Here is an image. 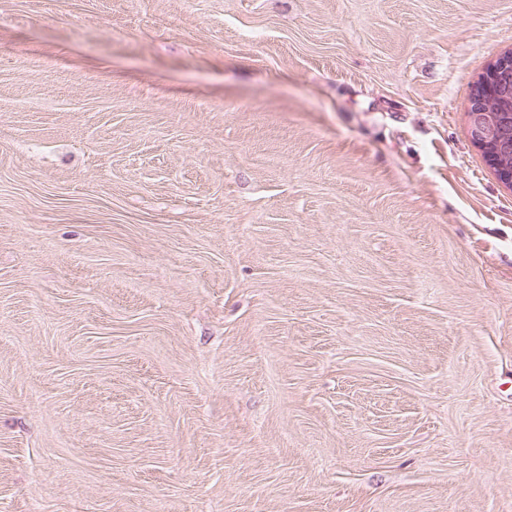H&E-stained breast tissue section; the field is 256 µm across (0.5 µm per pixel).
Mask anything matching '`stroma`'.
Instances as JSON below:
<instances>
[{"instance_id":"obj_1","label":"stroma","mask_w":512,"mask_h":512,"mask_svg":"<svg viewBox=\"0 0 512 512\" xmlns=\"http://www.w3.org/2000/svg\"><path fill=\"white\" fill-rule=\"evenodd\" d=\"M512 0H0V512H512ZM511 77V76H510ZM510 97L507 94L505 97L500 98L495 93L484 92L480 99V106L488 111L494 112L497 122L500 124V127L505 136V140H510L512 142V77L510 81ZM511 100V105H510ZM470 112L468 120L469 137L472 142L484 147L486 159L490 160L491 156L502 148L501 142L494 137L495 131L487 117H485V112L478 109H473Z\"/></svg>"}]
</instances>
